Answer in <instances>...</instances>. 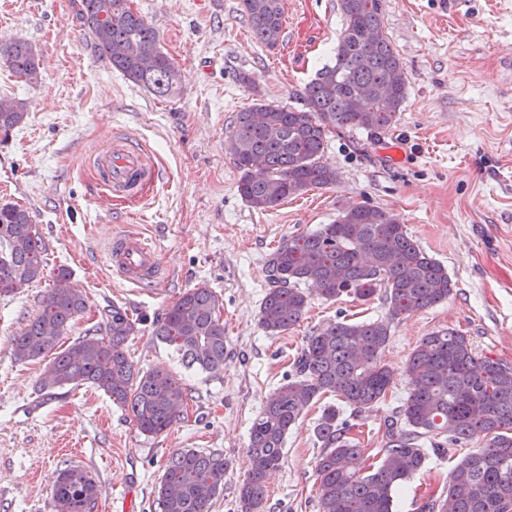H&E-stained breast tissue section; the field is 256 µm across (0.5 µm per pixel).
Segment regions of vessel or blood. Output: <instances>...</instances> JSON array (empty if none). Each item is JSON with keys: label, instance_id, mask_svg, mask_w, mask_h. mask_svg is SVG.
Returning <instances> with one entry per match:
<instances>
[{"label": "vessel or blood", "instance_id": "vessel-or-blood-1", "mask_svg": "<svg viewBox=\"0 0 512 512\" xmlns=\"http://www.w3.org/2000/svg\"><path fill=\"white\" fill-rule=\"evenodd\" d=\"M91 165L98 188L118 208L141 203L159 179L148 154L121 134L113 136L109 150L95 155ZM106 257L113 276L143 290L157 286L164 274L156 244L130 227L113 234Z\"/></svg>", "mask_w": 512, "mask_h": 512}]
</instances>
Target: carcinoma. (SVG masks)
Wrapping results in <instances>:
<instances>
[{
	"label": "carcinoma",
	"instance_id": "cac0c4a2",
	"mask_svg": "<svg viewBox=\"0 0 512 512\" xmlns=\"http://www.w3.org/2000/svg\"><path fill=\"white\" fill-rule=\"evenodd\" d=\"M255 38L274 48L282 31L283 0H242ZM344 29L334 63L305 87L302 107L260 101L238 112L227 146L240 171L238 190L250 206L273 210L286 198L336 184V170L321 164L328 132L344 127L378 133L395 124L408 93L405 65L383 31L382 0H340ZM80 14L94 48L124 76L159 97L175 95L180 77L160 50L156 32L129 0H81ZM13 72L36 83L35 47L15 40L0 47ZM22 100L0 101V133L19 125ZM42 243L29 212L0 206V294L17 280L41 279ZM267 292L259 325L278 336L299 324L308 306L301 285L320 296L368 301L383 292L389 317L336 321L313 332L294 358L286 382L266 398L250 429V468L240 484V512H265L267 474L278 468L288 431L301 412L330 394L356 418L381 403L393 372L381 361L391 323L448 300V270L407 234L397 215L378 207L348 206L331 224L289 238L266 258ZM59 269L39 314L13 339L16 360L45 357L57 349L71 322L86 311L83 295ZM220 300L206 286L188 289L165 313L152 335L172 347L187 368H224L226 337ZM135 323L120 308L66 350L44 375L51 387L90 383L129 411L139 431L158 435L183 416L191 398L168 371L142 372L124 346ZM409 394L385 421L380 460L363 467L362 449L347 437L352 424L340 410L323 409L316 436L323 452L316 462L319 512H392L393 494L424 465L421 440L434 438L439 453L482 437L487 443L462 456L448 475L445 497L456 512H512V367L474 352L457 330L424 336L405 365ZM228 463L214 450L184 448L168 459L157 490L156 512H211L224 489ZM101 485L83 469L60 472L53 492L55 512H91Z\"/></svg>",
	"mask_w": 512,
	"mask_h": 512
}]
</instances>
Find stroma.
Here are the masks:
<instances>
[{"mask_svg":"<svg viewBox=\"0 0 512 512\" xmlns=\"http://www.w3.org/2000/svg\"><path fill=\"white\" fill-rule=\"evenodd\" d=\"M80 0H0V40L22 39L40 55L28 84L0 55V100L24 99V122L0 140V205L26 209L42 238L44 275L0 295V512H52L60 470L89 471L102 487L93 512H155L160 478L178 449L223 452L224 490L211 512H240L252 422L313 331L337 320L386 318L383 295L360 302L310 292L307 312L287 333L258 323L265 258L283 240L332 223L341 208L369 205L398 216L410 237L448 270L447 301L394 321L381 361L394 372L384 402L363 413L364 455L383 445L385 421L405 401L402 371L421 338L438 329L468 336L476 352L512 366V0H383L384 33L404 62L408 94L396 123L379 134L330 133L321 161L334 186L293 195L258 211L238 192L227 136L258 100L300 107L305 86L330 64L343 28L339 0H283L278 45L253 36L241 0H130L180 73L181 90L159 98L101 59L79 17ZM248 83H240L239 74ZM125 133L162 179L139 206L111 211L98 196L90 159ZM133 226L156 236L164 282L142 291L114 280L105 243ZM67 269L86 311L63 336L72 344L112 307L135 332L125 352L141 371L183 379L188 417L146 436L127 412L90 384L39 390L45 359L16 361L13 338L40 311ZM222 299L229 355L219 374L183 367L153 323L188 289ZM335 397L307 407L266 481V512H319L315 427ZM477 438L428 455L394 496L393 512H422Z\"/></svg>","mask_w":512,"mask_h":512,"instance_id":"stroma-1","label":"stroma"}]
</instances>
